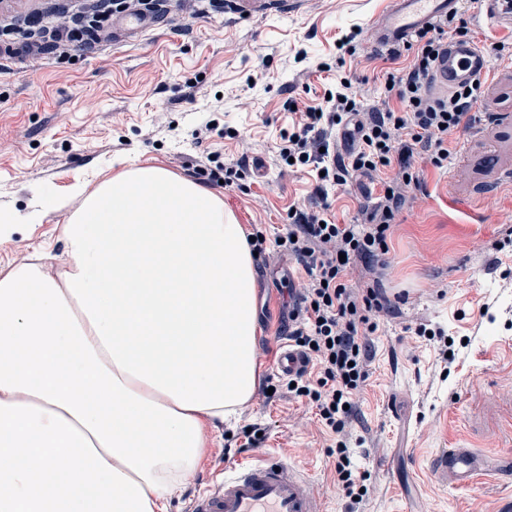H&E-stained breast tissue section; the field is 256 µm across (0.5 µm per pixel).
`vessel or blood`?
I'll use <instances>...</instances> for the list:
<instances>
[{"instance_id":"1","label":"vessel or blood","mask_w":512,"mask_h":512,"mask_svg":"<svg viewBox=\"0 0 512 512\" xmlns=\"http://www.w3.org/2000/svg\"><path fill=\"white\" fill-rule=\"evenodd\" d=\"M462 0H388L373 28L372 46L385 50L409 44L421 30L457 14ZM492 70L487 49L470 39L448 40L438 60L433 88L438 92L481 81ZM304 366L303 356L283 346L277 359L281 375L291 376ZM431 467L456 486L470 487L492 463L471 448H451L436 457ZM192 512H322L309 476L281 457L225 468L222 483L209 488L192 505Z\"/></svg>"}]
</instances>
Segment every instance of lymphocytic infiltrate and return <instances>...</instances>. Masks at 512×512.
<instances>
[{
    "mask_svg": "<svg viewBox=\"0 0 512 512\" xmlns=\"http://www.w3.org/2000/svg\"><path fill=\"white\" fill-rule=\"evenodd\" d=\"M454 26L450 17L414 36L416 53L409 68L402 76L388 75L385 81V91L395 97L396 107L366 112L355 95L337 91L325 104L306 107L291 128L281 131V161L313 166L318 173L315 194L321 198L328 187L345 185L358 175L378 178L394 165L400 169L402 185L419 184L414 164L419 156L434 169L447 167L448 136L481 94L477 85L456 88L445 97L430 92L434 65ZM347 123L353 126L358 146L343 156L331 152L330 137L336 127ZM248 172L246 161L225 165L217 150L195 165L196 175L212 185H232ZM402 185L381 181L364 223H336L323 204L290 213L285 234L276 240L307 276L286 328L289 342L308 363L293 376V392L308 398L322 424L336 434V482L350 498L363 497L366 477L347 433L357 418L352 396L370 377L374 318L390 305L380 284L357 289L350 275L355 264L372 265L388 252V233L406 202Z\"/></svg>",
    "mask_w": 512,
    "mask_h": 512,
    "instance_id": "lymphocytic-infiltrate-1",
    "label": "lymphocytic infiltrate"
}]
</instances>
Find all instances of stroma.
Segmentation results:
<instances>
[{
    "label": "stroma",
    "instance_id": "obj_1",
    "mask_svg": "<svg viewBox=\"0 0 512 512\" xmlns=\"http://www.w3.org/2000/svg\"><path fill=\"white\" fill-rule=\"evenodd\" d=\"M385 7L386 0H164L138 31L131 12L112 13L110 38L69 57L50 53L32 67L0 57V210L25 215L45 196L111 177L126 159L189 178L196 159L219 150L225 163L244 157L253 169L242 187H220L225 204L247 230L275 241L289 210L315 201L314 171L276 163L280 132L296 119L284 104L321 103L344 83L366 107L384 108L387 75L413 59L409 50L393 61L372 49L371 25ZM458 17L483 47L512 44V13L491 23L464 0ZM352 30L355 50L340 55L336 43ZM493 63L469 114L476 131H453L447 169L417 158L422 185L407 188L377 274L360 266L351 273L359 287L380 278L389 299L401 302L399 315L378 320L372 374L355 398L366 496L357 504L346 497L329 455L335 435L280 382L275 394L256 391L212 434L169 512H190L226 466L269 454L310 477L324 512H507L512 488L483 477L461 489L429 467L447 449L473 448L512 470V245L494 249L512 225V183L484 192L494 173L512 172V58ZM372 202L355 181L327 196L341 224L360 222ZM66 218L51 211L41 223L18 225L0 243V266L38 248L62 264ZM256 268V349L268 376L288 291L306 278L275 248ZM422 323L437 337L413 336ZM448 340L451 362L442 354ZM250 424L266 433L247 451L242 430Z\"/></svg>",
    "mask_w": 512,
    "mask_h": 512
}]
</instances>
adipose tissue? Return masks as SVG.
Returning <instances> with one entry per match:
<instances>
[{
	"instance_id": "adipose-tissue-1",
	"label": "adipose tissue",
	"mask_w": 512,
	"mask_h": 512,
	"mask_svg": "<svg viewBox=\"0 0 512 512\" xmlns=\"http://www.w3.org/2000/svg\"><path fill=\"white\" fill-rule=\"evenodd\" d=\"M47 210L65 264L0 268V512H169L260 384L247 232L153 165Z\"/></svg>"
}]
</instances>
